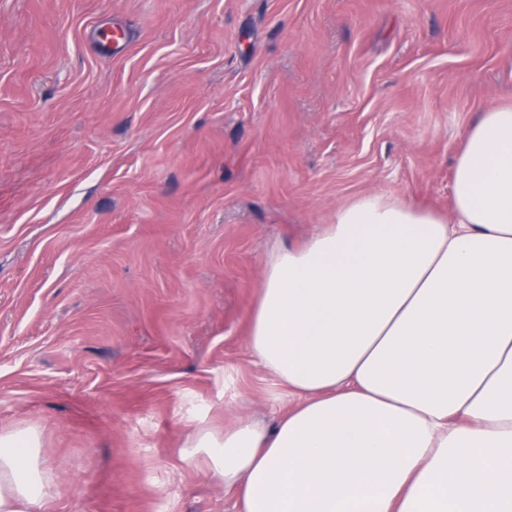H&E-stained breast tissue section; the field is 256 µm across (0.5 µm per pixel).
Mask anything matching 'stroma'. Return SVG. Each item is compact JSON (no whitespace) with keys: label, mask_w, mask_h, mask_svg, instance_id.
Wrapping results in <instances>:
<instances>
[{"label":"stroma","mask_w":512,"mask_h":512,"mask_svg":"<svg viewBox=\"0 0 512 512\" xmlns=\"http://www.w3.org/2000/svg\"><path fill=\"white\" fill-rule=\"evenodd\" d=\"M505 102L512 0H0V431L50 512H237L180 443L288 404L246 343L271 257L360 194L447 210Z\"/></svg>","instance_id":"obj_1"}]
</instances>
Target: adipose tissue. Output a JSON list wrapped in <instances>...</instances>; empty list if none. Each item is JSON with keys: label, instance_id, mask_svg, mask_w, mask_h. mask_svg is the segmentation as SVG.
Masks as SVG:
<instances>
[{"label": "adipose tissue", "instance_id": "1", "mask_svg": "<svg viewBox=\"0 0 512 512\" xmlns=\"http://www.w3.org/2000/svg\"><path fill=\"white\" fill-rule=\"evenodd\" d=\"M247 331L294 405L181 453L239 512H512V106L461 135L447 212L359 195L274 253ZM39 448L0 433V512L54 499Z\"/></svg>", "mask_w": 512, "mask_h": 512}]
</instances>
